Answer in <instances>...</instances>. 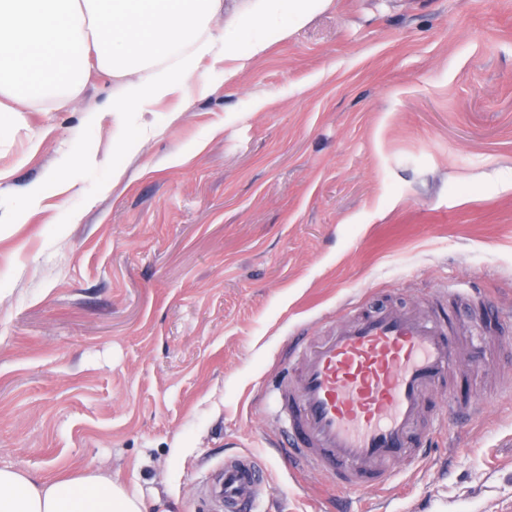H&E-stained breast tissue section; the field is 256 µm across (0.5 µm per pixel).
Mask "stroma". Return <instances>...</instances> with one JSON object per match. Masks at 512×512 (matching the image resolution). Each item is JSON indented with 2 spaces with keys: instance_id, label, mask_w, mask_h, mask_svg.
Instances as JSON below:
<instances>
[{
  "instance_id": "obj_1",
  "label": "stroma",
  "mask_w": 512,
  "mask_h": 512,
  "mask_svg": "<svg viewBox=\"0 0 512 512\" xmlns=\"http://www.w3.org/2000/svg\"><path fill=\"white\" fill-rule=\"evenodd\" d=\"M121 104L97 72L0 119V466H99L148 512H220L236 454L259 512L511 505L512 319L449 380L480 413L372 494L289 471L266 390L352 302L512 310V0H331L190 105ZM264 467L256 457L242 454L224 460V471L212 493L225 512H255Z\"/></svg>"
}]
</instances>
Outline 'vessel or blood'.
I'll return each instance as SVG.
<instances>
[{
  "instance_id": "obj_1",
  "label": "vessel or blood",
  "mask_w": 512,
  "mask_h": 512,
  "mask_svg": "<svg viewBox=\"0 0 512 512\" xmlns=\"http://www.w3.org/2000/svg\"><path fill=\"white\" fill-rule=\"evenodd\" d=\"M486 363L483 337L455 316L398 304L355 309L324 335L293 343L291 372L273 396L288 426L281 455L339 488L372 491L425 457L447 419L474 414L476 404L448 402L442 387L451 371ZM264 474L254 456L225 459L212 493L224 512H255Z\"/></svg>"
}]
</instances>
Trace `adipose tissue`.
Wrapping results in <instances>:
<instances>
[{"label":"adipose tissue","instance_id":"1","mask_svg":"<svg viewBox=\"0 0 512 512\" xmlns=\"http://www.w3.org/2000/svg\"><path fill=\"white\" fill-rule=\"evenodd\" d=\"M330 0H249L236 20L258 55ZM224 0H0V112L70 106L91 69L110 74L129 112L175 91L192 97L239 56L218 33ZM0 512H143L139 495L96 469L53 481L0 467Z\"/></svg>","mask_w":512,"mask_h":512}]
</instances>
